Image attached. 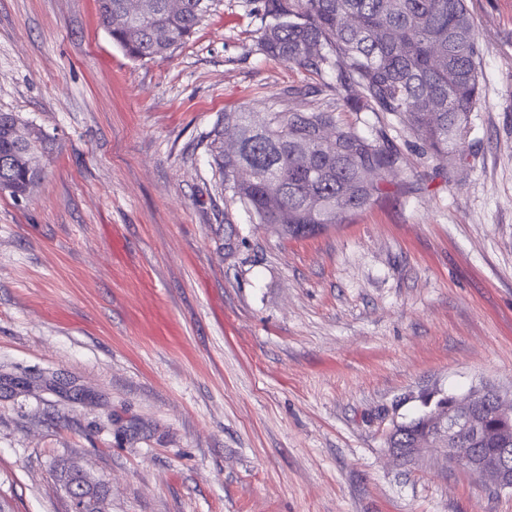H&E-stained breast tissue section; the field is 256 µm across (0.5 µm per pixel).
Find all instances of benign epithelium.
Here are the masks:
<instances>
[{
    "label": "benign epithelium",
    "instance_id": "benign-epithelium-1",
    "mask_svg": "<svg viewBox=\"0 0 512 512\" xmlns=\"http://www.w3.org/2000/svg\"><path fill=\"white\" fill-rule=\"evenodd\" d=\"M492 405V416L501 428L499 447L482 451L487 441L484 408ZM432 431L415 439L411 448H391L389 453L402 461H413L432 448L447 449L448 462L490 477L499 490H512V398L486 389L475 396L456 398L448 407L431 412ZM85 480L67 486L72 512H83Z\"/></svg>",
    "mask_w": 512,
    "mask_h": 512
}]
</instances>
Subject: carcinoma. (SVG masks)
Wrapping results in <instances>:
<instances>
[{"instance_id":"obj_1","label":"carcinoma","mask_w":512,"mask_h":512,"mask_svg":"<svg viewBox=\"0 0 512 512\" xmlns=\"http://www.w3.org/2000/svg\"><path fill=\"white\" fill-rule=\"evenodd\" d=\"M217 0H149L146 13L126 18L125 0H98L112 40L134 60L162 58L186 43ZM260 49L316 72H336V104L305 112L263 107L226 111L207 135V153L224 192L285 238L298 239L342 224L382 192L401 154L386 135L370 138L340 122L337 111L381 112L394 118L421 147L456 163L469 116L481 105L475 21L466 0H261ZM165 29L160 41L155 31ZM331 129L323 145L320 131ZM239 142L224 150V135ZM55 137L17 114L0 113V186L15 199L28 196L40 176L29 152L49 156ZM425 412L400 424L391 438L408 448L430 428Z\"/></svg>"}]
</instances>
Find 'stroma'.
<instances>
[{"mask_svg":"<svg viewBox=\"0 0 512 512\" xmlns=\"http://www.w3.org/2000/svg\"><path fill=\"white\" fill-rule=\"evenodd\" d=\"M482 105L457 168L378 112L403 168L348 223L282 239L224 204L218 116L332 103L265 55L257 0L135 61L97 0H0V113L58 136L0 194V512H512L443 449L392 458L427 400L512 395V0H467ZM232 250H225V242ZM77 474L74 469L73 463H66L60 469V478L65 484H69ZM87 488V484L84 479L79 478V485L76 483L69 484L67 486V493L71 500L72 512H84L83 508L85 506L86 512H96L95 511V501L104 495L103 487L96 488L94 490L87 491V500L86 495H84ZM86 501V502H85Z\"/></svg>","mask_w":512,"mask_h":512,"instance_id":"35a3bbf8","label":"stroma"}]
</instances>
